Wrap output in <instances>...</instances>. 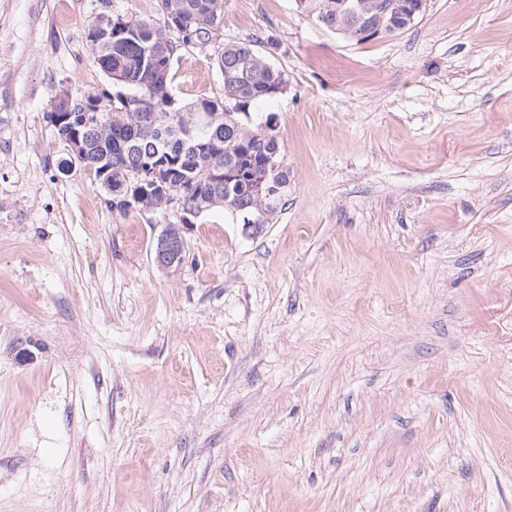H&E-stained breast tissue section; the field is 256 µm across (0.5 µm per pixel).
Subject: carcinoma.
<instances>
[{"instance_id": "cac0c4a2", "label": "carcinoma", "mask_w": 512, "mask_h": 512, "mask_svg": "<svg viewBox=\"0 0 512 512\" xmlns=\"http://www.w3.org/2000/svg\"><path fill=\"white\" fill-rule=\"evenodd\" d=\"M313 18L325 14L336 25V0H301ZM97 19L112 18V44L100 49L95 62L112 85V93L71 92V111L99 113L101 124L82 164L100 173L110 168L117 183L130 170L143 168L142 187L159 201L169 184L187 177L192 192L185 200L198 214L222 206L240 216L237 207L268 224L288 194V168L277 173L283 187L267 197L262 180L270 157L283 161L281 142L271 121L255 123L250 107L286 92L288 80L252 42L224 40V0H177L163 23L132 11L111 9L100 0ZM213 49V64L223 82V98L175 105L182 112H221L224 118L204 129L197 146H183L170 136L159 137L152 117L166 112L172 96L171 72L185 47ZM233 174L239 195H226L224 175Z\"/></svg>"}]
</instances>
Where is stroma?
Returning <instances> with one entry per match:
<instances>
[{
  "label": "stroma",
  "mask_w": 512,
  "mask_h": 512,
  "mask_svg": "<svg viewBox=\"0 0 512 512\" xmlns=\"http://www.w3.org/2000/svg\"><path fill=\"white\" fill-rule=\"evenodd\" d=\"M100 0H0V512H512V0H427L355 42L267 38L290 183L257 236L119 211L47 114L108 82ZM208 48L182 103L223 95Z\"/></svg>",
  "instance_id": "1"
}]
</instances>
